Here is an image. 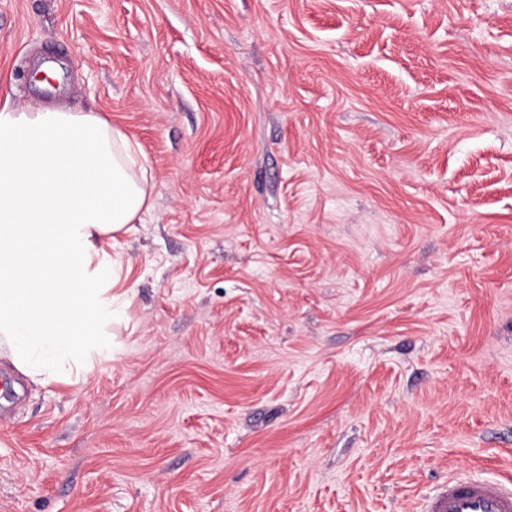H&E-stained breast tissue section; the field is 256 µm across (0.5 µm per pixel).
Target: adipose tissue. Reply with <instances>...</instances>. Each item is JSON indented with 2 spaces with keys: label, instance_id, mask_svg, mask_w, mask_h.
Wrapping results in <instances>:
<instances>
[{
  "label": "adipose tissue",
  "instance_id": "obj_1",
  "mask_svg": "<svg viewBox=\"0 0 512 512\" xmlns=\"http://www.w3.org/2000/svg\"><path fill=\"white\" fill-rule=\"evenodd\" d=\"M152 174L94 112L0 99V342L47 383L92 367L112 297L91 285L99 244L147 210Z\"/></svg>",
  "mask_w": 512,
  "mask_h": 512
}]
</instances>
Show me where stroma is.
I'll list each match as a JSON object with an SVG mask.
<instances>
[{"label":"stroma","instance_id":"1","mask_svg":"<svg viewBox=\"0 0 512 512\" xmlns=\"http://www.w3.org/2000/svg\"><path fill=\"white\" fill-rule=\"evenodd\" d=\"M153 176L110 358H0V512H421L512 475V0H0V98Z\"/></svg>","mask_w":512,"mask_h":512}]
</instances>
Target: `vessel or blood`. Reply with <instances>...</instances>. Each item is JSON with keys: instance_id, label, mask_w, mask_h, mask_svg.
Segmentation results:
<instances>
[{"instance_id": "vessel-or-blood-1", "label": "vessel or blood", "mask_w": 512, "mask_h": 512, "mask_svg": "<svg viewBox=\"0 0 512 512\" xmlns=\"http://www.w3.org/2000/svg\"><path fill=\"white\" fill-rule=\"evenodd\" d=\"M424 512H512V481L452 475Z\"/></svg>"}]
</instances>
